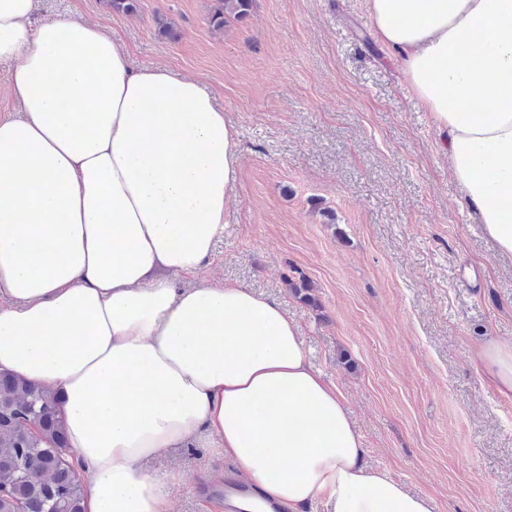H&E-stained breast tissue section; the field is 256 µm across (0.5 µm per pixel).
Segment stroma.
<instances>
[{"label": "stroma", "instance_id": "obj_1", "mask_svg": "<svg viewBox=\"0 0 512 512\" xmlns=\"http://www.w3.org/2000/svg\"><path fill=\"white\" fill-rule=\"evenodd\" d=\"M215 7L139 0L126 15L105 0H36V15L103 27L133 66L201 81L236 125L224 233L181 285L230 280L281 302L342 393L365 464L431 512H512V396L474 359L485 345L512 347V254L470 212L365 0H255L220 31ZM294 271L316 306L289 292ZM150 469L181 473L174 512H206L233 467L199 440Z\"/></svg>", "mask_w": 512, "mask_h": 512}]
</instances>
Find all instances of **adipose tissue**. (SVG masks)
I'll use <instances>...</instances> for the list:
<instances>
[{
    "label": "adipose tissue",
    "instance_id": "adipose-tissue-1",
    "mask_svg": "<svg viewBox=\"0 0 512 512\" xmlns=\"http://www.w3.org/2000/svg\"><path fill=\"white\" fill-rule=\"evenodd\" d=\"M462 195L512 254V0H365ZM0 370L57 392L85 512H171L146 460L217 439L255 512H429L363 462L278 301L180 288L224 230L238 133L199 83L103 28L0 0Z\"/></svg>",
    "mask_w": 512,
    "mask_h": 512
}]
</instances>
